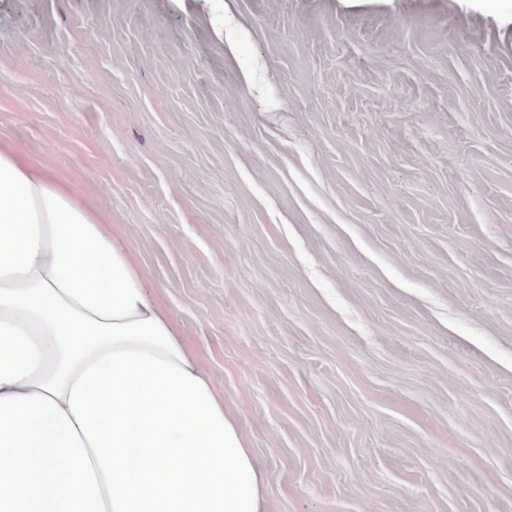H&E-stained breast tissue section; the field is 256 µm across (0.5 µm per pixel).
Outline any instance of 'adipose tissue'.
I'll use <instances>...</instances> for the list:
<instances>
[{
    "mask_svg": "<svg viewBox=\"0 0 512 512\" xmlns=\"http://www.w3.org/2000/svg\"><path fill=\"white\" fill-rule=\"evenodd\" d=\"M156 289L61 173L0 135V512H263Z\"/></svg>",
    "mask_w": 512,
    "mask_h": 512,
    "instance_id": "1",
    "label": "adipose tissue"
}]
</instances>
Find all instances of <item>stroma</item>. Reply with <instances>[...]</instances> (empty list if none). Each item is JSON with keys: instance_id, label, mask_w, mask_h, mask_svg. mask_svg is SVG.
<instances>
[{"instance_id": "1", "label": "stroma", "mask_w": 512, "mask_h": 512, "mask_svg": "<svg viewBox=\"0 0 512 512\" xmlns=\"http://www.w3.org/2000/svg\"><path fill=\"white\" fill-rule=\"evenodd\" d=\"M131 242L265 512H512V0H0V135Z\"/></svg>"}]
</instances>
